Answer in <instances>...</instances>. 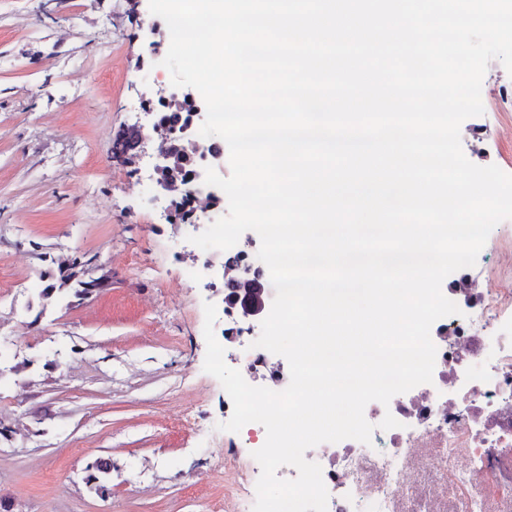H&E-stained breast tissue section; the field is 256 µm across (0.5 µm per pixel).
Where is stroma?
<instances>
[{
    "label": "stroma",
    "instance_id": "stroma-1",
    "mask_svg": "<svg viewBox=\"0 0 512 512\" xmlns=\"http://www.w3.org/2000/svg\"><path fill=\"white\" fill-rule=\"evenodd\" d=\"M169 45L146 0H0V421L11 429L0 500L11 512H252L259 443L219 430L224 388L203 369L204 306L220 297L199 267L224 254L189 238L218 215L166 220L152 152L131 166L111 154L156 91L177 94L160 68ZM481 100L463 151L512 174V75L499 61ZM137 178L146 192L129 195ZM88 260L110 287L39 297L45 270ZM447 455L418 450L400 512H468ZM101 457L105 496L88 480Z\"/></svg>",
    "mask_w": 512,
    "mask_h": 512
}]
</instances>
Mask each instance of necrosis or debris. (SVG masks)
Returning <instances> with one entry per match:
<instances>
[{
    "label": "necrosis or debris",
    "instance_id": "obj_1",
    "mask_svg": "<svg viewBox=\"0 0 512 512\" xmlns=\"http://www.w3.org/2000/svg\"><path fill=\"white\" fill-rule=\"evenodd\" d=\"M185 165L179 195L167 198L172 218L195 223L210 211L204 188ZM448 297L465 304L466 319L435 323L437 347L433 381L394 396L389 405L369 403L365 417L374 425L371 444L347 439L313 447L329 493L327 512H395L410 487L407 463L420 448L464 453L465 466L450 474L462 488L488 478L501 463L499 447H512V247L501 249L495 283L480 285L458 275ZM397 428L380 429L385 415Z\"/></svg>",
    "mask_w": 512,
    "mask_h": 512
}]
</instances>
